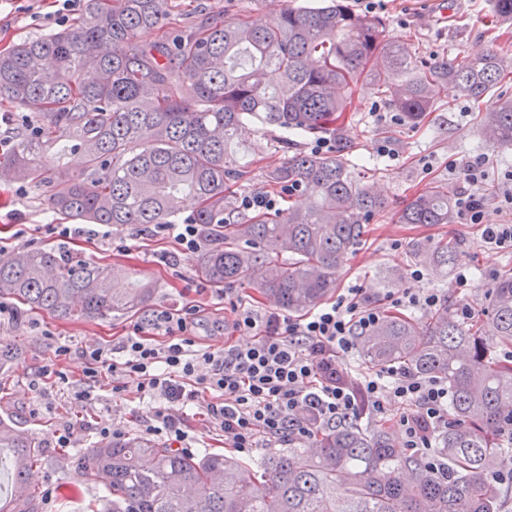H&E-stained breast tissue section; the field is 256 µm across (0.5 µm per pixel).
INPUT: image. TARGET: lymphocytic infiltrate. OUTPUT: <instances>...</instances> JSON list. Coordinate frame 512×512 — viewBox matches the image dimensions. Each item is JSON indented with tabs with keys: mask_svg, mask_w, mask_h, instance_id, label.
I'll list each match as a JSON object with an SVG mask.
<instances>
[{
	"mask_svg": "<svg viewBox=\"0 0 512 512\" xmlns=\"http://www.w3.org/2000/svg\"><path fill=\"white\" fill-rule=\"evenodd\" d=\"M488 169L484 155L461 167L449 163V173H460L463 182L455 202L457 216L461 223L481 225L488 247L512 248V224L485 221L487 204L480 188ZM410 277L414 288L388 302L349 288L335 301L295 319L274 311L262 314L233 301L229 329L252 334L254 341L217 351L196 347V306L160 310L152 323L162 343H153L136 326L121 343L122 361L112 359L105 348L87 349L83 382L91 385L108 378L113 393L133 391L141 398L163 399L146 431L176 444L188 435L173 403H200L205 426L222 432L225 447L242 455L252 452L262 438H308L321 425L358 418L361 402L381 412L393 401L402 407L395 426L404 448L434 468L438 454L433 439L448 427L447 383L397 367L359 379L339 361L355 350L359 336L380 322L386 306L428 311L444 302L438 290L421 287L422 270H412Z\"/></svg>",
	"mask_w": 512,
	"mask_h": 512,
	"instance_id": "f902f5d3",
	"label": "lymphocytic infiltrate"
}]
</instances>
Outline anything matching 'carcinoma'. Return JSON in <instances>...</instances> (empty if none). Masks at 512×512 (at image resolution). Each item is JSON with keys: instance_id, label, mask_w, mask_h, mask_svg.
Segmentation results:
<instances>
[{"instance_id": "obj_1", "label": "carcinoma", "mask_w": 512, "mask_h": 512, "mask_svg": "<svg viewBox=\"0 0 512 512\" xmlns=\"http://www.w3.org/2000/svg\"><path fill=\"white\" fill-rule=\"evenodd\" d=\"M168 0H87L69 27L0 53V105L33 107L35 132L0 156V181L48 184L54 212L89 224L145 228L174 224L186 207L205 244L198 274L249 284L289 310H304L336 289L337 275L364 224L385 201L348 162L353 88L364 82L409 124L433 111L454 86L480 108L485 142L512 147V98L488 103L512 79V44L458 61H417L410 45L385 44L381 22L344 0L283 5L268 23L235 24L216 10L179 34L146 44ZM248 121L269 145L292 155L268 171L274 188L308 196L274 217L227 222L233 192L248 175L238 140ZM331 133L334 155L307 153L286 133ZM455 194L434 183L399 211L402 224H450ZM457 244L417 243L411 257L453 268ZM155 284L120 266L74 259L61 249L0 254V300L58 319L143 312ZM412 320L386 315L364 338L362 363L399 367L448 383L451 424L436 436L444 466L395 453L390 427L326 425L313 449L272 452L256 462L222 453H183L138 437L95 446L85 475L114 496L112 512H501L512 484L493 479L498 446L512 421V269L494 277L487 311L464 321L448 306L431 315L426 338ZM10 452L23 494L0 512H38L30 484L41 460L37 437L0 418V450ZM345 495L336 496V487Z\"/></svg>"}]
</instances>
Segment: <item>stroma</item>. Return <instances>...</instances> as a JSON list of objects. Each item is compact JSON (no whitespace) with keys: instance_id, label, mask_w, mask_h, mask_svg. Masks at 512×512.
Wrapping results in <instances>:
<instances>
[{"instance_id":"stroma-1","label":"stroma","mask_w":512,"mask_h":512,"mask_svg":"<svg viewBox=\"0 0 512 512\" xmlns=\"http://www.w3.org/2000/svg\"><path fill=\"white\" fill-rule=\"evenodd\" d=\"M282 0H169V11L160 29L141 32L139 42L154 41L160 32L176 33L201 21L207 13L220 9L226 21L247 16L255 21L272 20ZM385 23L384 41L414 46L419 57L450 56L459 60L489 48L490 34L500 27L489 0H386L375 12ZM77 13L55 15L51 0H20L0 7V52L15 44L67 27ZM354 121L348 132L355 145L354 162L380 160L382 168L373 174L374 189L387 201L386 210L370 220L366 235L349 255L337 279L338 291L362 289L364 294L382 299L400 295L413 282L410 272L421 268L422 287L436 288L447 295H458L460 303L477 311L487 308L489 288L498 271L512 268V253L485 247L474 224H403L398 211L417 191L435 182L450 181L449 160L464 164L477 154L489 158V178L482 192L490 201L486 220L503 221L494 199L502 176L512 171V149L504 151L487 145L479 133L478 109L459 98L454 89L442 91L438 108L423 123L381 120L386 104L369 86L358 85L353 94ZM389 142L398 158L380 156L378 147ZM47 189L31 181L0 183V246L55 248L59 242L41 233L44 224L65 223L47 203ZM27 227L16 236L15 225ZM84 235L67 243L74 255L104 265L119 264L137 279L153 281L156 292L151 310L180 309L197 305L204 314L196 330L199 349L216 351L225 343L248 345L251 335L229 336L224 329L223 288L199 277L196 255L181 254L169 238L144 236L133 241L129 253L113 248L125 237L122 229H106L102 224H87ZM451 240L457 243L455 268L442 273L430 266H418L410 256L411 246L423 239ZM471 275L470 286L456 292L459 271ZM145 314H115L103 318L72 317L66 320L44 313L17 312L12 322L0 324V344L10 343L23 350L21 360L0 370V417H12L33 432L43 448L35 482L40 492L39 512H110L108 488L89 481L81 456L101 442L105 427L119 428L129 437L143 436V423L155 406L154 401L135 394L115 395L110 382L83 395L82 350L103 347L116 351L123 336L134 325L144 324ZM69 346V356L55 353L58 346ZM52 369L48 379H39L42 369ZM73 429L72 451L57 445L58 433Z\"/></svg>"}]
</instances>
